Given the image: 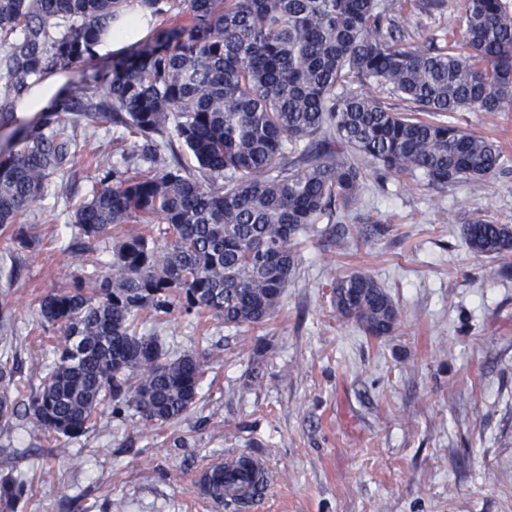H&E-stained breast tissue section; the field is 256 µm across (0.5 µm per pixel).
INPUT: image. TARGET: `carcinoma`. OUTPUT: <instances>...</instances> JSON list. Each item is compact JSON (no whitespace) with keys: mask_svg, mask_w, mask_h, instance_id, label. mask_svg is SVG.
Instances as JSON below:
<instances>
[{"mask_svg":"<svg viewBox=\"0 0 512 512\" xmlns=\"http://www.w3.org/2000/svg\"><path fill=\"white\" fill-rule=\"evenodd\" d=\"M131 0H0V63L7 82L0 123L43 77L96 56L114 17ZM153 15L177 8L187 24L162 30L94 77L99 100L82 112L103 116L132 137L126 175L102 168L91 197L70 206L78 237L112 234V264L72 288L44 296L42 328L65 341L40 347L37 390L25 414L55 440L95 430L100 406L112 417L151 428L177 421L198 404L206 359L180 353L140 331L142 314L206 312L234 327L259 325L279 310L298 266L297 241L363 190L365 173L340 158L350 149L379 170L423 176L446 187L495 175L496 141L445 120L461 110L498 112L512 103V14L502 0H464L459 51L406 42L408 0H139ZM377 84L404 102L386 105ZM76 101L63 99L0 149V232L31 249L21 223L47 180L79 160L61 124ZM195 161L182 162L173 141ZM163 224L160 237L115 231ZM388 231L364 224L366 240ZM468 248L506 260L512 224L474 218ZM333 303L368 336L393 333L399 311L371 275L335 281ZM13 347H0V419L18 413ZM203 483L224 500V466ZM27 481L0 479V512H15Z\"/></svg>","mask_w":512,"mask_h":512,"instance_id":"cac0c4a2","label":"carcinoma"}]
</instances>
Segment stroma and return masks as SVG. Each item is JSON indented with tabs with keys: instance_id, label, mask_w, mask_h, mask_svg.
I'll list each match as a JSON object with an SVG mask.
<instances>
[{
	"instance_id": "obj_1",
	"label": "stroma",
	"mask_w": 512,
	"mask_h": 512,
	"mask_svg": "<svg viewBox=\"0 0 512 512\" xmlns=\"http://www.w3.org/2000/svg\"><path fill=\"white\" fill-rule=\"evenodd\" d=\"M463 0L413 10V42L461 41ZM453 123L499 142L494 176L439 188L368 169L362 195L334 223L389 225L337 244L320 222L301 239L300 265L277 314L229 328L203 315L147 322L171 347L210 359L197 407L144 429L104 415L62 455L28 418L0 420V474H24L16 512H233L200 491L207 467L251 453L270 472L248 512H512V266L471 252L462 226L512 224V105L464 110ZM64 125L82 158L51 176L23 218L37 235L22 249L0 236V336L37 388L45 332L39 302L85 272L65 229L70 201L110 165L121 130L109 119ZM371 274L395 303L393 335H364L336 314L334 278Z\"/></svg>"
}]
</instances>
